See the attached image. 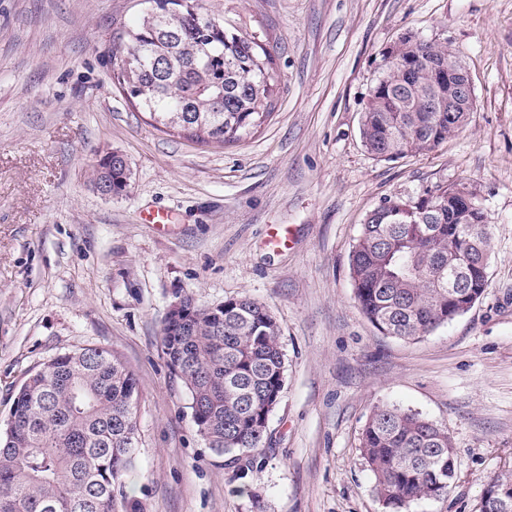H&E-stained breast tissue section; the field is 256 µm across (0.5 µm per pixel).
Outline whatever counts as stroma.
<instances>
[{
	"mask_svg": "<svg viewBox=\"0 0 512 512\" xmlns=\"http://www.w3.org/2000/svg\"><path fill=\"white\" fill-rule=\"evenodd\" d=\"M242 15L280 74L272 118L231 146L152 126L112 80L110 49L140 0H0V426L26 374L88 345L139 383L125 492L141 512H385L359 451L377 405L446 426L447 495L412 512H479L512 471V0H205ZM450 45L475 108L454 137L396 161L363 145L361 116L403 35ZM116 151L127 192L91 180ZM481 190L488 287L463 316L406 343L354 300L349 258L383 198L443 182ZM167 215L164 229L145 223ZM286 246L270 244L274 234ZM237 296L277 320L285 385L272 453L234 481L199 436L161 344L170 305ZM102 156L121 160L125 166L128 164L124 155L119 152L111 151ZM122 163L117 164V162H112V160H107L106 158L97 160L93 173L96 171L97 167L108 169L112 183V190L110 189L109 181L106 177L97 184L96 189L101 195L105 197H112V193L114 195H120L128 188L130 178L128 177L126 168Z\"/></svg>",
	"mask_w": 512,
	"mask_h": 512,
	"instance_id": "35a3bbf8",
	"label": "stroma"
}]
</instances>
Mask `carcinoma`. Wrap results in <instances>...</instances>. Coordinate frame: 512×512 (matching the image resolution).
<instances>
[{
	"instance_id": "carcinoma-1",
	"label": "carcinoma",
	"mask_w": 512,
	"mask_h": 512,
	"mask_svg": "<svg viewBox=\"0 0 512 512\" xmlns=\"http://www.w3.org/2000/svg\"><path fill=\"white\" fill-rule=\"evenodd\" d=\"M194 11L156 13L142 0L137 25L120 36L126 61L113 73L156 129L202 145L234 144L272 116L279 74L275 57L243 19L228 21L194 0ZM453 51L426 41L425 63L382 74L362 115L361 136L373 156L395 161L430 151L467 124L448 104L438 74ZM112 193L129 186L126 168L105 158ZM464 182L427 186L361 224L350 254L355 300L386 336L416 341L469 311L489 278L491 230L481 196L470 191L467 215L454 200ZM163 322L162 347L172 373L198 405L193 421L235 479L253 471L269 438L264 423L284 389L281 329L269 308L249 296ZM138 380L111 349L59 354L30 372L0 428V512H140L124 494L136 464ZM360 454L389 512L448 493L456 450L448 430L412 410L372 408ZM479 512L512 509V473L488 482Z\"/></svg>"
}]
</instances>
